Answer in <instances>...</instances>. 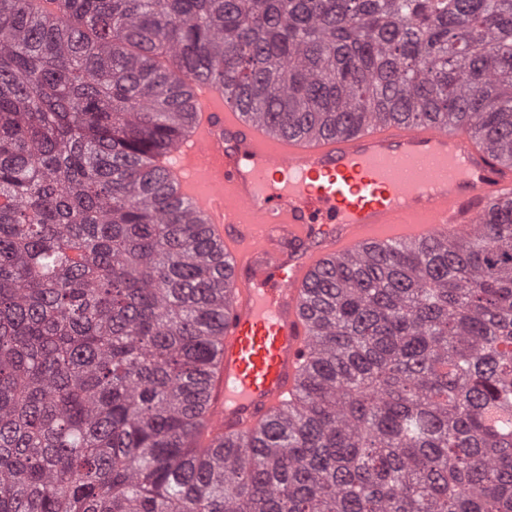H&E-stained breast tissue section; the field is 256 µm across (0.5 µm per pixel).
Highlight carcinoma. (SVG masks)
<instances>
[{
    "mask_svg": "<svg viewBox=\"0 0 512 512\" xmlns=\"http://www.w3.org/2000/svg\"><path fill=\"white\" fill-rule=\"evenodd\" d=\"M0 0V512H512V201L328 263L256 435L200 445L229 302L151 163L206 79L281 132L465 122L512 161V0Z\"/></svg>",
    "mask_w": 512,
    "mask_h": 512,
    "instance_id": "obj_1",
    "label": "carcinoma"
}]
</instances>
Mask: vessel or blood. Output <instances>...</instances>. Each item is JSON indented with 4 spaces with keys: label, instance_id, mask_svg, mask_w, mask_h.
Masks as SVG:
<instances>
[{
    "label": "vessel or blood",
    "instance_id": "1",
    "mask_svg": "<svg viewBox=\"0 0 512 512\" xmlns=\"http://www.w3.org/2000/svg\"><path fill=\"white\" fill-rule=\"evenodd\" d=\"M155 164L224 255L231 290L205 402L210 446L256 432L296 394L307 285L366 248L473 234L512 200V164L461 122L389 120L353 135L273 133L206 80Z\"/></svg>",
    "mask_w": 512,
    "mask_h": 512
}]
</instances>
